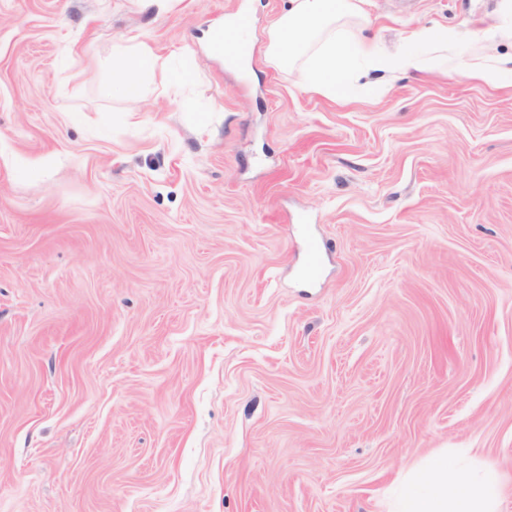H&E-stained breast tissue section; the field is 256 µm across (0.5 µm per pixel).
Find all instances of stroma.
<instances>
[{"mask_svg": "<svg viewBox=\"0 0 512 512\" xmlns=\"http://www.w3.org/2000/svg\"><path fill=\"white\" fill-rule=\"evenodd\" d=\"M285 5L0 0V512H388L445 448L512 512V11L364 0L481 40L340 101L268 64ZM213 50L225 58H233L240 54L242 47L238 31L233 27L224 28L213 42ZM116 54L131 59L137 64V72L143 79H150L156 71H167L166 60L157 56L151 46L137 36H129L115 49ZM464 74L472 79L485 82H497L500 79V69L496 64H487L481 58L474 57L464 64Z\"/></svg>", "mask_w": 512, "mask_h": 512, "instance_id": "obj_1", "label": "stroma"}]
</instances>
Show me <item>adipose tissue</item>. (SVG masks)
Returning <instances> with one entry per match:
<instances>
[{"label": "adipose tissue", "instance_id": "ef3b65f1", "mask_svg": "<svg viewBox=\"0 0 512 512\" xmlns=\"http://www.w3.org/2000/svg\"><path fill=\"white\" fill-rule=\"evenodd\" d=\"M116 52L137 64L138 79H127L121 84L126 97H139L143 80L167 70L165 60L138 37H127ZM408 481L410 491L397 497L391 512H499L497 473L466 457L433 454L423 466L409 473Z\"/></svg>", "mask_w": 512, "mask_h": 512}]
</instances>
